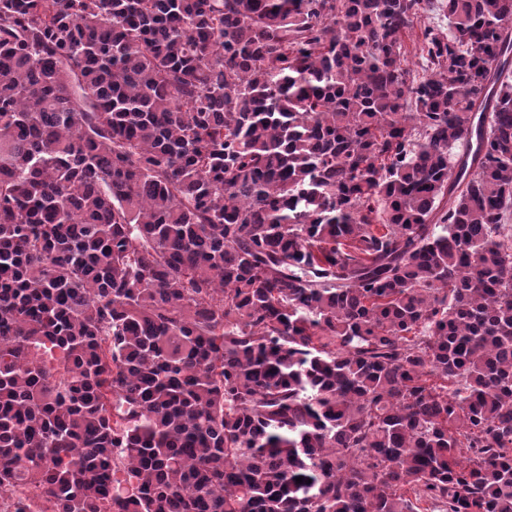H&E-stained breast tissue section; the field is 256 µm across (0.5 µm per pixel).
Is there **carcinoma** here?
<instances>
[{
  "label": "carcinoma",
  "mask_w": 512,
  "mask_h": 512,
  "mask_svg": "<svg viewBox=\"0 0 512 512\" xmlns=\"http://www.w3.org/2000/svg\"><path fill=\"white\" fill-rule=\"evenodd\" d=\"M422 2L0 0L17 512H512V0Z\"/></svg>",
  "instance_id": "cac0c4a2"
}]
</instances>
